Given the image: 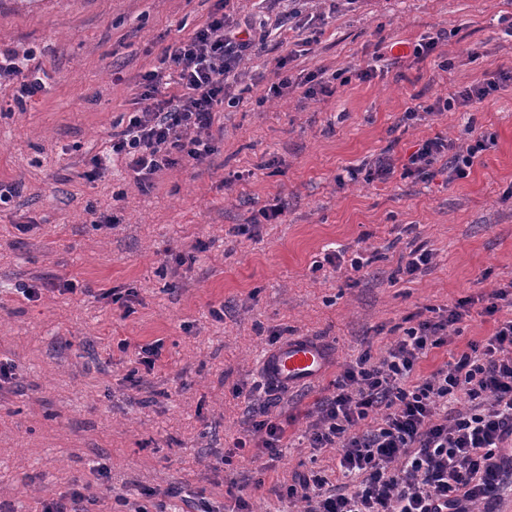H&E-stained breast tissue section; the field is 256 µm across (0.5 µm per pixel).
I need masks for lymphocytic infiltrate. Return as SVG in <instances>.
I'll return each instance as SVG.
<instances>
[{
	"label": "lymphocytic infiltrate",
	"instance_id": "f902f5d3",
	"mask_svg": "<svg viewBox=\"0 0 512 512\" xmlns=\"http://www.w3.org/2000/svg\"><path fill=\"white\" fill-rule=\"evenodd\" d=\"M263 44L252 30L215 18L163 48L159 67L146 75L142 106L112 135V152L128 158L136 183L173 168L179 157L200 163L213 153L212 128L229 94L228 79ZM2 78L15 81L21 103L44 88L39 67L0 47ZM171 84L182 95L163 94ZM497 89L493 81L458 87L406 114L476 112ZM496 141L485 130L462 147L438 134L419 141L404 159L378 157L365 179L426 180L443 173L462 180ZM471 309L468 300L435 308L380 356L366 350L345 364L305 432L309 447L337 449L340 481L317 474L288 485L285 495L301 512H468L499 499L512 483V318L487 339L453 351ZM444 346L452 349L449 361L417 375L420 360ZM456 398L463 408L442 415L441 405Z\"/></svg>",
	"mask_w": 512,
	"mask_h": 512
}]
</instances>
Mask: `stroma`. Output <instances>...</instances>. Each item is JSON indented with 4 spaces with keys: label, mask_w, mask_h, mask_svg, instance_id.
Instances as JSON below:
<instances>
[{
    "label": "stroma",
    "mask_w": 512,
    "mask_h": 512,
    "mask_svg": "<svg viewBox=\"0 0 512 512\" xmlns=\"http://www.w3.org/2000/svg\"><path fill=\"white\" fill-rule=\"evenodd\" d=\"M510 16L512 0H0V46L49 74L23 105L0 83V184L16 191L0 208V362L12 371L0 386V503L39 512L103 465L111 488L87 512L153 507L147 488L164 493V512H195L199 499L232 512L230 477L251 512H299L281 488L310 470L334 476L336 450L309 449L304 434L346 362L379 353L428 306L474 298L461 349L512 317L483 314L478 301L512 278V85L473 114L402 119L414 97L512 71ZM218 17L267 41L244 57L235 101L215 118L217 151L137 186L112 134L137 110L162 48ZM428 37L433 52L414 58ZM384 41L399 64L376 60ZM344 70L352 78L335 93L306 94L311 76ZM284 78L287 94L273 95ZM471 126L497 144L466 179L336 182L438 133L466 142ZM96 155L110 161L94 177ZM279 207L283 222H262ZM254 221L255 237L230 235ZM419 246L433 253L430 271L395 276ZM333 251L369 264L333 270L323 262ZM46 280L74 289L22 297ZM115 293L133 294V313ZM277 332L324 342L331 369L296 389L261 387L259 359ZM125 337L163 339L154 370L113 352ZM263 410L286 428L265 470L234 449Z\"/></svg>",
    "instance_id": "stroma-1"
}]
</instances>
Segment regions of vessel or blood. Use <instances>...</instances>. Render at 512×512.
<instances>
[{"label": "vessel or blood", "instance_id": "b4317fda", "mask_svg": "<svg viewBox=\"0 0 512 512\" xmlns=\"http://www.w3.org/2000/svg\"><path fill=\"white\" fill-rule=\"evenodd\" d=\"M332 363L333 354L322 341L301 336L267 351L260 370L275 386L291 389L321 378Z\"/></svg>", "mask_w": 512, "mask_h": 512}]
</instances>
